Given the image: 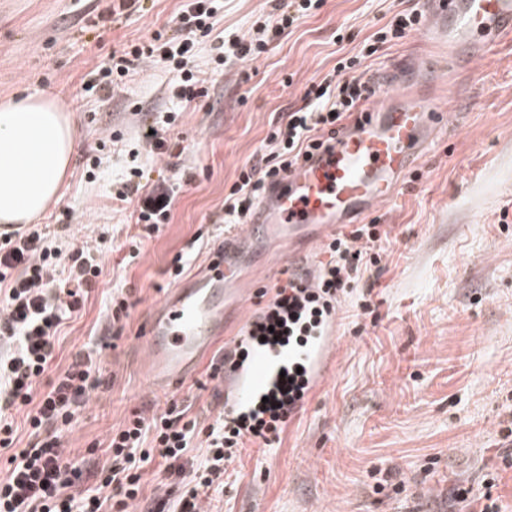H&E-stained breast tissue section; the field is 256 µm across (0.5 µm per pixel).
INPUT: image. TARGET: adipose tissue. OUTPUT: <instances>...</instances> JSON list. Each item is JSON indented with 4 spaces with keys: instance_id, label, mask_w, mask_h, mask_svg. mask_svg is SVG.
I'll return each mask as SVG.
<instances>
[{
    "instance_id": "1",
    "label": "adipose tissue",
    "mask_w": 512,
    "mask_h": 512,
    "mask_svg": "<svg viewBox=\"0 0 512 512\" xmlns=\"http://www.w3.org/2000/svg\"><path fill=\"white\" fill-rule=\"evenodd\" d=\"M76 147L73 122L53 100L0 103V223L26 224L61 197Z\"/></svg>"
}]
</instances>
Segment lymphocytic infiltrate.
Here are the masks:
<instances>
[{
  "label": "lymphocytic infiltrate",
  "mask_w": 512,
  "mask_h": 512,
  "mask_svg": "<svg viewBox=\"0 0 512 512\" xmlns=\"http://www.w3.org/2000/svg\"><path fill=\"white\" fill-rule=\"evenodd\" d=\"M214 0H192L182 11L174 34H154L146 43L133 45L130 54L113 56L103 69L100 88L111 93L133 71V61L159 59L176 73L172 95L191 102L202 90L193 65L197 33L214 28ZM320 0H277L272 13L251 26L247 37L232 36L224 45L239 60H253L266 52L271 36L291 28ZM365 59L358 53L340 59L330 76L313 88L308 106L286 113L268 135L271 149L247 164L224 198V221L241 223L267 185L286 172L302 154L318 148L324 133L355 111L373 94L358 70ZM139 194L135 222L145 236L157 233L171 217L174 194L162 183L127 185L120 201ZM382 234L376 225L363 224L350 234L334 237L327 249L330 259L315 277L292 271L272 300L283 310L305 307L317 311L332 305L340 293L359 277L363 260L376 249ZM102 273L88 245L52 246L46 232L31 230L0 239V453H7L8 469L0 479V512H128L143 490V473L155 459L175 475L181 492L175 501L155 499L148 512H202L201 497L223 485L226 462L232 461L246 441L278 440L288 420L283 407L294 385L284 382L274 398L270 417L250 429L217 418L206 429L187 417L177 404L144 416L133 413L108 441L107 465L89 469L70 457L62 437L77 419L91 393L102 384L90 354L76 353L48 390L37 385L54 359L57 335L68 315L83 307L88 287ZM25 412L31 440L17 447L14 415ZM204 437L206 451L191 474L182 461L197 437Z\"/></svg>",
  "instance_id": "1"
}]
</instances>
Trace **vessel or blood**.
<instances>
[{"label":"vessel or blood","instance_id":"1","mask_svg":"<svg viewBox=\"0 0 512 512\" xmlns=\"http://www.w3.org/2000/svg\"><path fill=\"white\" fill-rule=\"evenodd\" d=\"M417 58L432 70L454 63L442 53L448 43L471 58L491 54L512 40V0H423ZM390 74L380 75L377 105L365 104L335 130L326 133L310 157L300 158L258 200L243 223L229 226L224 238L193 272V281L169 291L151 310L144 335L149 377L156 392L179 391L201 370L224 339V302L237 275L241 243L266 228L296 246H314L355 224L380 202L397 194L416 162L440 139L446 115L436 97L391 88ZM269 309L254 313L236 336L224 360V416L236 419L256 410L295 364L306 368V392L323 381L334 361V320L306 344H260Z\"/></svg>","mask_w":512,"mask_h":512}]
</instances>
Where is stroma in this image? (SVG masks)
<instances>
[{
	"label": "stroma",
	"instance_id": "1",
	"mask_svg": "<svg viewBox=\"0 0 512 512\" xmlns=\"http://www.w3.org/2000/svg\"><path fill=\"white\" fill-rule=\"evenodd\" d=\"M186 2L138 0L110 22L109 0H0V101L51 95L76 128L62 196L42 223L97 247L104 265L83 308L65 320L40 381L48 387L77 351L98 349L105 385L64 435L76 459L104 462L112 428L136 410L149 415L174 401L201 426L217 418L222 381L211 365L174 397L150 387L148 313L175 287L176 257L195 261L218 244L224 197L242 167L266 152L271 126L304 107L306 91L339 58L420 0H323L246 63L223 62L222 35L246 33L272 4L219 0L215 30L196 47L208 93L181 112L157 159L138 130L175 108L171 73L136 63L132 81L107 98L98 71L113 53L172 33ZM432 89L450 114L447 134L366 218L388 240L378 263L338 297L335 365L279 442L241 449L223 488L205 498L207 512H469L452 498L459 485L512 512V467L502 463L503 429L512 422V43L475 66L441 71ZM136 163L150 180L175 171L184 185L169 223L133 258L136 204L116 196ZM287 267L279 246L247 255L225 340L274 298ZM119 293L130 308L116 323L109 305ZM113 334L115 346L103 347Z\"/></svg>",
	"mask_w": 512,
	"mask_h": 512
}]
</instances>
